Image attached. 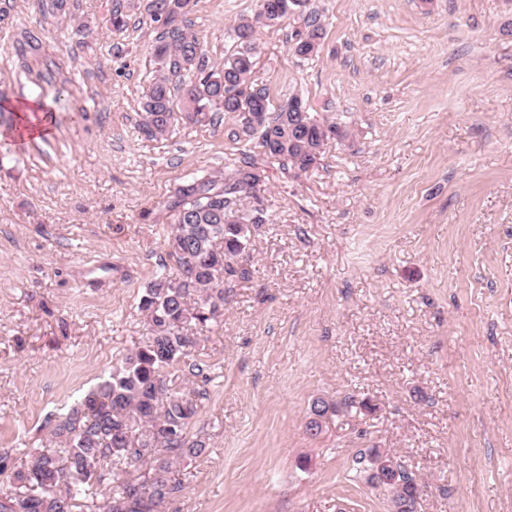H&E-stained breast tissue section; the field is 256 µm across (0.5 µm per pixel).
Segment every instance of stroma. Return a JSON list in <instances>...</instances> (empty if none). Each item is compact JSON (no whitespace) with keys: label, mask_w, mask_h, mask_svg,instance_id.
Listing matches in <instances>:
<instances>
[{"label":"stroma","mask_w":512,"mask_h":512,"mask_svg":"<svg viewBox=\"0 0 512 512\" xmlns=\"http://www.w3.org/2000/svg\"><path fill=\"white\" fill-rule=\"evenodd\" d=\"M326 37L290 51L296 16L258 27L255 76L349 139L317 168L265 156L270 222L195 352L209 366L162 512H391L357 461L393 451L419 512H512V0H309ZM111 0H0V137L30 102L52 131L0 154V491L46 424L147 339L138 309L169 263L168 206L192 174L250 147L235 118L141 135L159 26ZM256 0H191L216 61ZM93 33L80 46L76 22ZM39 36V49L26 44ZM340 404L318 434L310 405Z\"/></svg>","instance_id":"obj_1"}]
</instances>
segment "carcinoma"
Segmentation results:
<instances>
[{
    "instance_id": "obj_1",
    "label": "carcinoma",
    "mask_w": 512,
    "mask_h": 512,
    "mask_svg": "<svg viewBox=\"0 0 512 512\" xmlns=\"http://www.w3.org/2000/svg\"><path fill=\"white\" fill-rule=\"evenodd\" d=\"M186 2L112 0L107 23L114 32L126 30L131 13L142 7L149 16L169 17L155 45L156 69L142 103V111L154 120L140 122L139 132L161 139L179 126L174 112H192V123L201 125L222 109L240 123L260 154L297 173L315 169L325 142L347 138L348 130L309 112H292L286 103L273 104L264 86V103H257L251 94L257 87L255 46L242 36L253 35L255 23L273 26L297 12L309 41L298 40L296 30L291 50L312 57L326 36L319 14L304 10L307 0H297L273 17L266 11L271 0H258L254 17H242L232 27L233 49L216 62L184 24ZM263 181V170L248 155L223 174L194 175L177 188L169 204L174 231L167 247L179 276L156 274L140 298L148 341L50 426L47 442L55 449L32 455L16 475L18 491L0 495V512H75L90 490L104 487L109 494L103 512H159L178 490L169 481L177 460L205 449L187 432L202 393L170 394L169 369L183 364L192 376L208 379L207 368L191 360V352L224 307V281L250 274L243 259L268 222L258 195ZM245 197L253 199L247 208L242 206ZM137 465L148 467L150 481L130 477L129 469Z\"/></svg>"
}]
</instances>
